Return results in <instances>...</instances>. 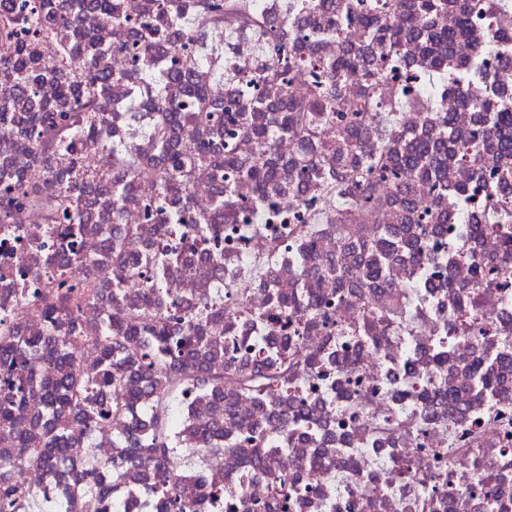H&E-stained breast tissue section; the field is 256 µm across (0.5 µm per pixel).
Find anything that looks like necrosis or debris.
I'll return each mask as SVG.
<instances>
[{"instance_id":"necrosis-or-debris-1","label":"necrosis or debris","mask_w":512,"mask_h":512,"mask_svg":"<svg viewBox=\"0 0 512 512\" xmlns=\"http://www.w3.org/2000/svg\"><path fill=\"white\" fill-rule=\"evenodd\" d=\"M214 2L200 23L197 0H182L186 21L171 26L157 0H118L112 16L83 0L65 70L0 81L10 150L0 159V348L9 336L44 348L74 336L60 368L87 371V341L106 316H202L216 351L166 368L180 410L174 447L200 450L202 426L218 431L217 452L172 474L176 498L202 512H512V213L487 219L491 206L512 210V156L501 155L499 132L472 138L479 104L512 110V0H471L465 15L448 6L438 23L455 38L433 47L416 35L411 0L373 12L375 40L357 23L329 31L372 0ZM271 30L298 59L286 75L290 102L372 83L369 110L341 102L311 139L280 131L282 106L261 101ZM430 52L446 63L443 79L423 66ZM347 53L357 61L338 80L314 67ZM91 66L108 95L88 127L63 90ZM26 96L52 123L14 122ZM446 114L457 143L476 150L422 176L404 156L414 142L436 143L434 118ZM347 126L361 139L342 158L336 132ZM161 141L210 159L162 208ZM380 144L400 169L378 182L370 207L321 191L336 179L356 193L350 171ZM71 160L87 179L65 210ZM257 164L275 169L260 189L246 175ZM129 180L139 192L119 200ZM59 263L89 294L54 330L45 272ZM146 344L131 336L113 356L141 397L94 423L76 420L68 466L29 465L0 447V475L24 497L19 512L45 501L89 512L106 475L113 512H161L145 440L160 420L158 390L140 370ZM283 363L287 387L241 382ZM214 375L223 395L210 388ZM279 480L294 488L284 505L273 495Z\"/></svg>"}]
</instances>
